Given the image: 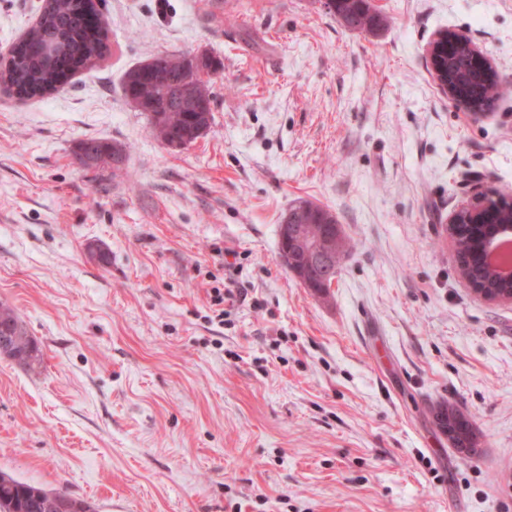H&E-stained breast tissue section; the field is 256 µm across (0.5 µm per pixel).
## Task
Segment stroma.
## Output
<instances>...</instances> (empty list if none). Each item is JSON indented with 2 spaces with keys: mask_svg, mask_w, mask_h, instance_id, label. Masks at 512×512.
<instances>
[{
  "mask_svg": "<svg viewBox=\"0 0 512 512\" xmlns=\"http://www.w3.org/2000/svg\"><path fill=\"white\" fill-rule=\"evenodd\" d=\"M97 0L108 50L54 94L0 88V470L99 512H512V302L462 277L450 217L512 197V0ZM43 0H0V54ZM448 31L494 62L482 113L436 83ZM207 50L213 121L160 144L122 80ZM105 139L119 168L79 165ZM356 245L321 293L281 261L289 206ZM108 253L91 260L88 244ZM244 304L219 310L225 263ZM480 434L459 454L432 409ZM328 11L345 28L370 32L386 25L387 19L375 13L368 0H327ZM454 37L449 32H440L436 35V37L431 42L429 49H428V55L429 60L432 66V70L435 75V79L437 81L438 86L448 93L451 98L456 101L457 103L467 105L472 109H477L472 107L471 105L467 104L463 99H461L457 93L453 90L452 86L448 83V80L444 78V71L440 66L441 62V56L448 53L450 44H454ZM463 102V103H462ZM465 105V106H466ZM93 151L99 161L105 159H112V164H118L122 161L123 148L115 144H111L102 139H89L81 142L77 151L74 152V157L80 165L88 166L87 158L89 152ZM5 336L6 343L4 342ZM3 341V342H2ZM0 355L34 368L41 364L40 350L14 310L0 304Z\"/></svg>",
  "mask_w": 512,
  "mask_h": 512,
  "instance_id": "1",
  "label": "stroma"
}]
</instances>
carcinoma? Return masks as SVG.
Segmentation results:
<instances>
[{"instance_id": "1", "label": "carcinoma", "mask_w": 512, "mask_h": 512, "mask_svg": "<svg viewBox=\"0 0 512 512\" xmlns=\"http://www.w3.org/2000/svg\"><path fill=\"white\" fill-rule=\"evenodd\" d=\"M328 11L345 28L370 32L386 25V17L375 13L369 0H326ZM95 9L94 0H44L38 22L23 39L17 42L5 62H0V83L15 97L24 100L44 97L55 92L79 69L86 68L107 51L108 33L102 26L93 27L87 21V11ZM463 40L445 58L448 79L460 94L472 100L479 108L489 105L498 94L495 74L481 70ZM153 66L140 64L128 71L123 81V95L132 89L149 97L161 108L162 119L150 122L153 135L168 145L175 140L202 137L212 123V99L209 81L200 82L203 105L196 108L185 102L180 88L190 64L187 54L161 53L152 58ZM98 160L122 161L123 148L102 139L81 142L74 157L79 164L88 165L89 152ZM493 212L498 223L512 221V205L503 196L487 200L483 212ZM325 208L309 201L288 210V223L305 224L310 238L290 245L298 266L312 276L320 274L315 265L316 255L310 240L323 241V249L333 260L327 281L335 279L342 264L355 249L344 232L325 229L321 216ZM459 269L460 273L483 288H505L496 272L473 257L465 240L473 235L472 212L459 215ZM0 355L18 361L30 368L41 364L40 350L29 336L23 322L14 310L0 304ZM0 512H97L90 502L75 498L55 489L23 482L10 473L0 471Z\"/></svg>"}]
</instances>
